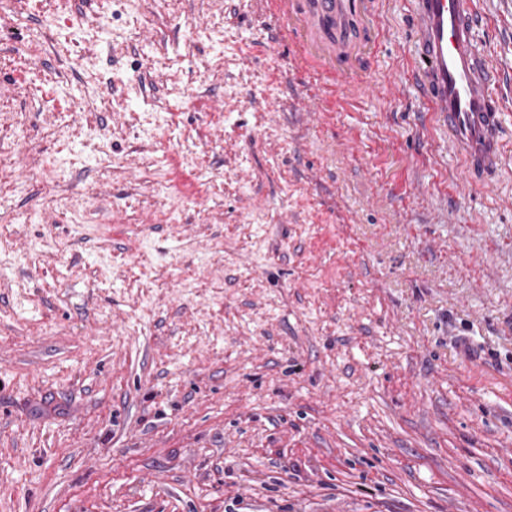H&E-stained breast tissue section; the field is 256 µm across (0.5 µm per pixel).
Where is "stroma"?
I'll use <instances>...</instances> for the list:
<instances>
[{"instance_id": "35a3bbf8", "label": "stroma", "mask_w": 512, "mask_h": 512, "mask_svg": "<svg viewBox=\"0 0 512 512\" xmlns=\"http://www.w3.org/2000/svg\"><path fill=\"white\" fill-rule=\"evenodd\" d=\"M506 156L271 0H0V512H512Z\"/></svg>"}]
</instances>
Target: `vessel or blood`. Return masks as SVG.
I'll return each mask as SVG.
<instances>
[{
	"mask_svg": "<svg viewBox=\"0 0 512 512\" xmlns=\"http://www.w3.org/2000/svg\"><path fill=\"white\" fill-rule=\"evenodd\" d=\"M369 0H274L279 14L304 27L301 57L352 73L356 46L376 33L354 30L352 20ZM415 63L412 78L435 121L448 131V146L461 159L466 180L490 185L503 158L504 131L496 74L475 40L482 15L473 0H411Z\"/></svg>",
	"mask_w": 512,
	"mask_h": 512,
	"instance_id": "obj_1",
	"label": "vessel or blood"
}]
</instances>
